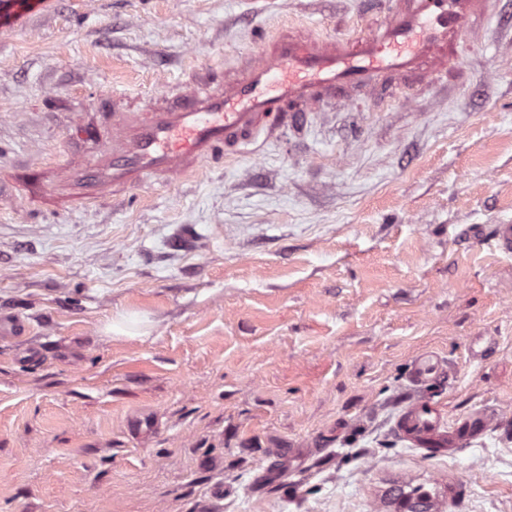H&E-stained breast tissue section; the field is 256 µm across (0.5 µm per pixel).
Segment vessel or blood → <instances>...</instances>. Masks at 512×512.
<instances>
[{
    "mask_svg": "<svg viewBox=\"0 0 512 512\" xmlns=\"http://www.w3.org/2000/svg\"><path fill=\"white\" fill-rule=\"evenodd\" d=\"M495 0H388L387 15L361 37L319 36L281 29L264 39L233 77L224 70L200 69L175 93L130 106L126 94L112 89L99 106L105 128L81 126L79 137L92 143L81 164L64 167L75 203L88 204L126 195L149 184L165 183L256 155L261 146L287 132L302 133L309 112L360 92L403 82L405 87L435 85L464 60L468 40L494 11ZM487 236L501 256L512 258V224L495 225ZM24 317L0 310V340L25 335ZM439 368L429 354L412 364L414 383L428 382ZM483 417L447 431L438 405L416 401L397 420L415 446L451 448L479 435Z\"/></svg>",
    "mask_w": 512,
    "mask_h": 512,
    "instance_id": "obj_1",
    "label": "vessel or blood"
}]
</instances>
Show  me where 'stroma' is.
<instances>
[{"instance_id":"obj_1","label":"stroma","mask_w":512,"mask_h":512,"mask_svg":"<svg viewBox=\"0 0 512 512\" xmlns=\"http://www.w3.org/2000/svg\"><path fill=\"white\" fill-rule=\"evenodd\" d=\"M360 2L43 0L0 26V307L30 325L0 342V512H399L416 485L512 512V259L467 232L512 223V0L443 84L318 109L259 159L69 210L18 181L82 154L112 85L161 96L287 23L365 35ZM417 399L487 428L428 453L396 429ZM439 368V362L430 354H421L413 361L412 380L414 383L428 382Z\"/></svg>"}]
</instances>
